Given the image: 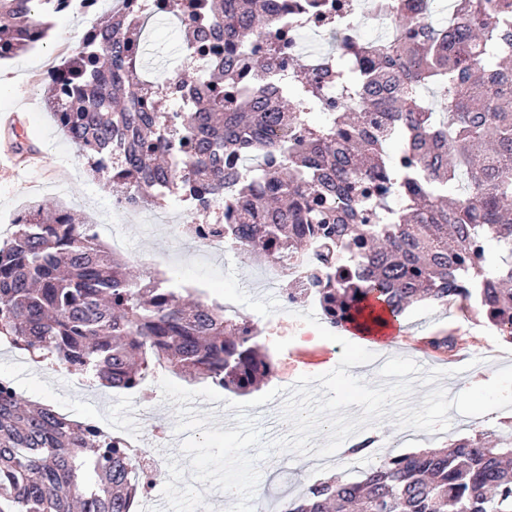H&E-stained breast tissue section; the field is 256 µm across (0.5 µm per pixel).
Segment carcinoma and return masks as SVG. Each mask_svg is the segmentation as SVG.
<instances>
[{
	"mask_svg": "<svg viewBox=\"0 0 512 512\" xmlns=\"http://www.w3.org/2000/svg\"><path fill=\"white\" fill-rule=\"evenodd\" d=\"M69 2L0 0V60L34 48ZM372 6L395 35L340 48L333 112H320L297 59L285 87L250 96L224 61L198 79L188 111L161 112L158 79L139 60L148 20L116 11L46 75L48 106L90 171L144 207L179 190L205 210L231 187L234 223L213 232L268 263L313 259L310 287L295 293L314 297L332 328L377 326L378 308L393 320L422 300L457 302L512 342V0H452L446 30L421 26L406 0ZM183 10L185 39L202 51L213 25L242 49L277 24L259 0H184ZM238 154L266 168H226ZM163 283L151 270L131 280L67 204H30L0 240V339L92 386L130 391L170 371L247 395L271 380L250 321ZM138 462L0 386V512H133ZM281 512H512V431L474 426L446 449L386 454Z\"/></svg>",
	"mask_w": 512,
	"mask_h": 512,
	"instance_id": "cac0c4a2",
	"label": "carcinoma"
}]
</instances>
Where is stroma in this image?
I'll list each match as a JSON object with an SVG mask.
<instances>
[{"label":"stroma","instance_id":"obj_1","mask_svg":"<svg viewBox=\"0 0 512 512\" xmlns=\"http://www.w3.org/2000/svg\"><path fill=\"white\" fill-rule=\"evenodd\" d=\"M89 24L82 16L62 13L54 17L53 27L42 42L30 50L35 66L22 70L17 59L0 62V234L8 235L28 201H65L80 218L92 221L96 213L113 216L128 247L122 255L132 273L146 268L147 260L168 257L173 285L211 302L236 301L240 316L251 320L262 333L275 336L268 353L275 364L269 388H281L288 376L317 375L336 366V343L321 339L316 330L298 319L296 313L280 311L272 290L262 287L258 278L263 262L244 258L233 250L208 251L201 243L186 237L145 231L139 212L113 213L118 189L106 178L92 176L85 158L57 126L46 102V73L58 66L67 50L77 47ZM25 138L30 150L18 153L17 138ZM406 334L425 331L449 333L457 348L443 353L418 342L397 347V355L416 363H437L447 370L441 385L460 393L469 386L488 382L497 369L512 365V343L500 337L482 316L464 312L452 305L440 308L426 302L410 307L406 313ZM15 382L24 399L54 405L79 419L103 417L113 427L131 434L139 450L166 458H178L189 467V458L180 451L182 435L175 431L177 407H192L202 412L227 414L226 403L233 395L208 384H190L175 375H155L152 398L103 387L75 388L70 372L44 364L34 367L29 357L11 348L0 347V376ZM151 411L166 428L164 438L154 437L140 418ZM447 431L419 432L415 444H401V451L442 448L470 435L471 424H481L492 433L512 429V410H494L474 418L449 410ZM296 453L272 456L261 462V502L266 512H278L282 499L301 496L316 481L314 472L296 464Z\"/></svg>","mask_w":512,"mask_h":512}]
</instances>
